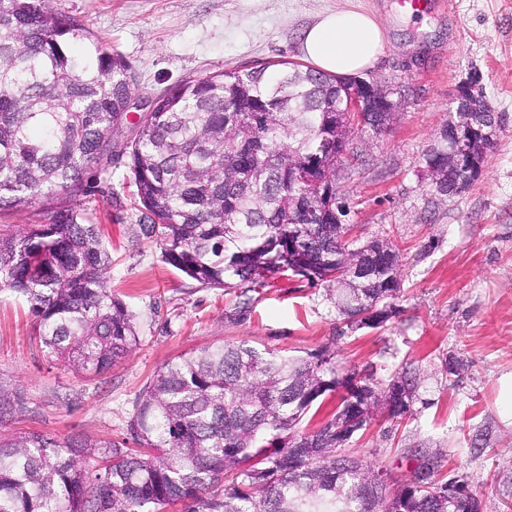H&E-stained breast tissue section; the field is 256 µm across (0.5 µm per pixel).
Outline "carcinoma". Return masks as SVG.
Wrapping results in <instances>:
<instances>
[{"instance_id": "carcinoma-1", "label": "carcinoma", "mask_w": 512, "mask_h": 512, "mask_svg": "<svg viewBox=\"0 0 512 512\" xmlns=\"http://www.w3.org/2000/svg\"><path fill=\"white\" fill-rule=\"evenodd\" d=\"M48 0H0V211L72 193L108 160L133 85L125 59ZM180 83L155 99L129 152L135 202L164 261L215 288L261 287L277 272L336 283L350 325L372 305L396 308L401 289L371 287L350 270L400 266L387 239L356 246L336 223V167L351 135L389 125L392 112H362L359 128L338 99L340 78L288 61ZM112 257L99 225L77 205L20 233H0V288L28 298L50 357L100 375L134 350L133 315L112 296ZM327 353L284 357L246 342L208 344L164 364L146 383L129 423L135 447L75 435H0V512H477L478 498L448 507L445 484L425 466L387 496L383 470L336 453V429L368 424L395 404L397 372L368 386L311 431L299 424L340 389ZM25 393L0 384V419L25 409ZM226 474L231 484L218 489Z\"/></svg>"}]
</instances>
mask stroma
<instances>
[{
    "label": "stroma",
    "instance_id": "35a3bbf8",
    "mask_svg": "<svg viewBox=\"0 0 512 512\" xmlns=\"http://www.w3.org/2000/svg\"><path fill=\"white\" fill-rule=\"evenodd\" d=\"M410 14L397 0H50L101 41L134 76L131 105L112 137V160L89 171L78 192L0 211V232L80 204L101 225L112 254L114 297L133 313L139 343L96 377L49 358L26 296L0 290V383L22 389L23 413L0 433L89 434L128 439L139 394L163 364L214 341H245L288 357L331 354L339 373L420 374L411 417L378 413L349 445L383 469L390 485L433 463L440 480L465 477L482 512H512V427L496 406L497 380L512 371V0H438ZM371 12L385 47L366 80L398 103L390 129L353 135L336 170L354 240H392L400 250L398 311L383 327L348 326L336 286L289 273L247 293L211 288L165 263L143 234L129 169L136 124L175 85L227 69L302 63L306 25L326 10ZM477 76L500 130L483 175L439 200L423 156L456 107L459 85ZM457 373H448V362Z\"/></svg>",
    "mask_w": 512,
    "mask_h": 512
}]
</instances>
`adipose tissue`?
I'll list each match as a JSON object with an SVG mask.
<instances>
[{"instance_id":"adipose-tissue-1","label":"adipose tissue","mask_w":512,"mask_h":512,"mask_svg":"<svg viewBox=\"0 0 512 512\" xmlns=\"http://www.w3.org/2000/svg\"><path fill=\"white\" fill-rule=\"evenodd\" d=\"M384 46L383 28L365 11L338 9L319 15L305 28L303 55L313 67L351 76L372 66Z\"/></svg>"}]
</instances>
